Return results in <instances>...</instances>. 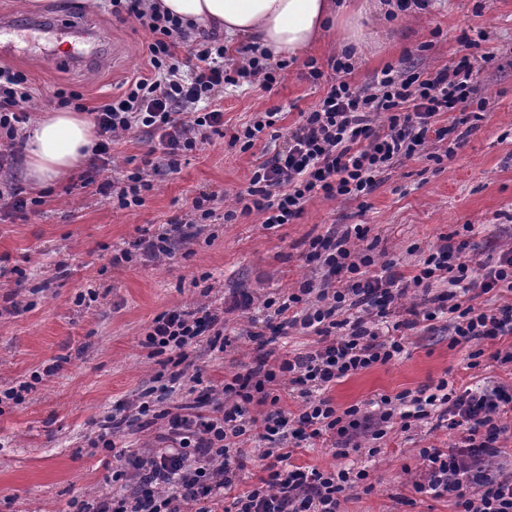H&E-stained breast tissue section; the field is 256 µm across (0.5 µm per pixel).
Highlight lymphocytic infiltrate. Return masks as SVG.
I'll return each instance as SVG.
<instances>
[{
    "label": "lymphocytic infiltrate",
    "instance_id": "lymphocytic-infiltrate-1",
    "mask_svg": "<svg viewBox=\"0 0 512 512\" xmlns=\"http://www.w3.org/2000/svg\"><path fill=\"white\" fill-rule=\"evenodd\" d=\"M129 14L148 33L147 75L128 82L121 96L88 109L73 91L56 89L48 101L74 111H89L98 140L81 186L97 184L120 207L143 206L155 188L154 175L176 172L200 142L227 135L229 146L250 149L274 128L277 115L259 112L244 126L224 131V113L211 102L225 86L258 84L272 88L287 60L253 43L239 47V62L226 61L224 39L168 12L159 0H112L113 16ZM337 79L310 111L301 113L284 145L252 173L245 193L225 210V223L258 213L265 227L292 223L317 196L354 199L373 193L382 176L402 160L445 144V156L467 140L456 125L438 117L469 103L485 110L489 100L473 83L469 56L438 69L386 65L371 83L348 81L349 63L332 60ZM38 100L27 75L0 67V168L13 163L24 144L22 131ZM142 129L158 141L141 165L103 179L114 142ZM466 235H448L431 246L412 275L397 271L393 260L377 261L372 249L350 248L349 235L316 237L308 256L324 269L321 280L307 279L288 295L265 300L278 320L276 334L298 328L318 338L315 350L286 355L277 362L260 356L253 366L225 379L224 401L215 414L170 415L162 447L126 453L113 439L109 419L97 442L116 461L108 476L119 492L88 500L73 498L70 512H214L217 497H230L225 512H342L362 487L366 471L321 470L290 462L291 450L327 438L338 456L360 451L361 439H383L393 422L402 429L439 409L456 442L420 451L424 470L413 481L415 493L448 499L454 512H512V472L498 462L500 439L511 427L512 384L455 387L440 379L434 392L408 391L381 396L373 406L337 409L327 390L345 377L384 365L405 353L408 333L421 323L447 317L452 345L474 340L495 345L490 358L512 364V349L498 343L512 337V301L493 305L483 295L512 294V246L496 260H478ZM441 292H434V285ZM405 319L391 321L396 309ZM224 333V317L210 308L174 309L158 314L141 348L148 357H165L172 367L187 359L185 349L199 337ZM301 399L288 415L283 399ZM266 442L263 474L251 490L236 493L245 468L243 439Z\"/></svg>",
    "mask_w": 512,
    "mask_h": 512
}]
</instances>
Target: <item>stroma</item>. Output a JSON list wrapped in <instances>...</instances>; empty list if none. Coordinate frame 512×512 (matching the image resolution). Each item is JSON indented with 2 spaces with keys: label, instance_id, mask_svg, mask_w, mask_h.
<instances>
[{
  "label": "stroma",
  "instance_id": "obj_1",
  "mask_svg": "<svg viewBox=\"0 0 512 512\" xmlns=\"http://www.w3.org/2000/svg\"><path fill=\"white\" fill-rule=\"evenodd\" d=\"M36 10L75 16L101 38L91 66L81 68L54 62L67 43L32 35L33 57L17 67L40 90L78 92L91 108L145 73L146 36L134 18L113 17L109 0H41L35 9L26 0H0V14L23 19ZM464 32L477 38V47L460 46ZM366 34L367 48L351 60L358 86L389 63L432 68L470 55L478 83L487 88L488 115L452 158L439 165L422 154L403 160L371 195L313 198L290 224L269 229L255 214L230 224L213 221L161 259L145 256L138 241L187 221L201 195H215L216 211H224L246 189L254 167L273 155L274 143L260 141L244 151L212 137L179 173L157 176L155 191L138 208H118L92 185L70 193L62 183L45 192L38 213L0 208V267L6 271L0 277V386L55 368L23 403L0 404V512H67L73 497L111 493L105 477L112 455L90 442L117 405L126 404L127 417H134L130 404L143 391L152 390L160 410L193 404L194 375L221 388L226 376L253 362L258 336L268 339L276 357L314 350L315 336L296 329L273 337L263 307L266 298L320 278L319 267L305 258L311 238L361 227L365 236L351 239V248L373 246L375 255L395 260L405 274L441 236L465 224L473 225L471 242L482 256H491L492 244H512V0H431L418 12L377 15ZM342 39L341 29L330 30L291 62L273 90L225 88L217 102L225 131L266 110L278 113L280 130L294 127L331 84L334 74L326 66ZM311 58L326 70L317 83L305 76ZM124 250L130 260L113 264ZM244 295L252 299L250 309H232L233 299ZM201 305L224 310L231 344L219 351L200 339L188 350L190 368L158 388L160 365L141 349L143 334L158 314ZM478 348L475 342L450 347L446 322L439 319L433 328L410 331L408 354L342 379L327 395L344 409L443 378L458 386L512 383L510 364L469 368ZM450 443L447 428L431 417L405 432L392 428L373 456L366 440L362 451L345 458L317 444L295 450L291 462L366 470L373 491L352 494L344 512H452L448 500L415 495L411 486L423 468L420 450Z\"/></svg>",
  "mask_w": 512,
  "mask_h": 512
}]
</instances>
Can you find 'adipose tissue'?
Returning <instances> with one entry per match:
<instances>
[{"instance_id":"1","label":"adipose tissue","mask_w":512,"mask_h":512,"mask_svg":"<svg viewBox=\"0 0 512 512\" xmlns=\"http://www.w3.org/2000/svg\"><path fill=\"white\" fill-rule=\"evenodd\" d=\"M170 12L204 27H217L226 38L254 39L276 56L295 57L340 27L345 47L357 50L363 42V14L372 0L350 7L340 0H160ZM93 126L70 109L42 113L26 138L27 177L41 189L69 177L91 155Z\"/></svg>"}]
</instances>
